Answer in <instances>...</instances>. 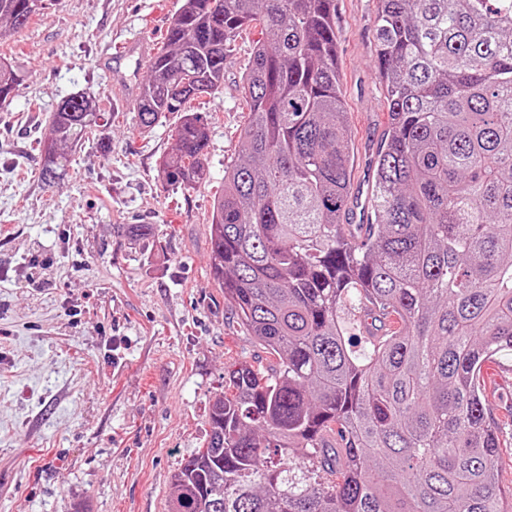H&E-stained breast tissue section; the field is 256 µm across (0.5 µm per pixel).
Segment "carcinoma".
<instances>
[{
	"label": "carcinoma",
	"mask_w": 512,
	"mask_h": 512,
	"mask_svg": "<svg viewBox=\"0 0 512 512\" xmlns=\"http://www.w3.org/2000/svg\"><path fill=\"white\" fill-rule=\"evenodd\" d=\"M41 9L0 0V40ZM250 26L268 38L244 78L242 159L213 200L210 267L276 362L224 369L172 512H512L477 381L512 355V0H378L388 122L361 234L346 225L336 0H183L136 103L142 130L182 113L165 181L205 179L209 125L187 104L224 87ZM18 81L0 73V102ZM97 107L82 94L56 105L45 183Z\"/></svg>",
	"instance_id": "1"
}]
</instances>
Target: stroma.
<instances>
[{"label":"stroma","instance_id":"obj_1","mask_svg":"<svg viewBox=\"0 0 512 512\" xmlns=\"http://www.w3.org/2000/svg\"><path fill=\"white\" fill-rule=\"evenodd\" d=\"M180 0H44L0 59L22 77L0 104V512H170L172 481L209 431L224 368L275 358L238 323L209 268L212 204L237 162L243 91L260 28L242 30L220 92L189 104L210 124L208 180L163 181L180 122L141 130L100 65L115 44L162 39ZM377 0H338L339 85L352 132L351 192L371 195L387 114L375 67ZM95 97L65 175L40 178V141L64 97ZM111 146L101 152L100 142ZM126 224H153L135 240ZM486 398L512 490V357Z\"/></svg>","mask_w":512,"mask_h":512}]
</instances>
